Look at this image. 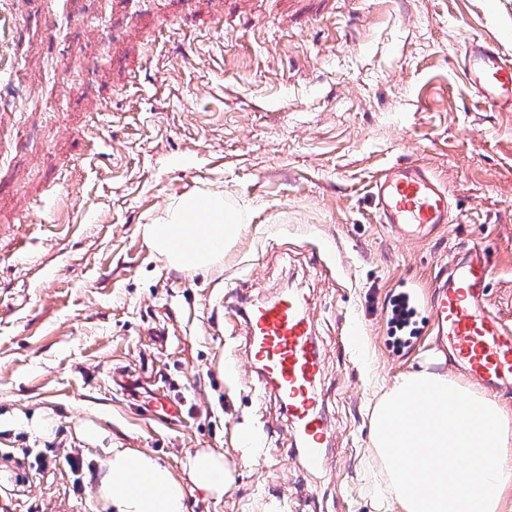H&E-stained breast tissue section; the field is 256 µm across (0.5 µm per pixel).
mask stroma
<instances>
[{
    "mask_svg": "<svg viewBox=\"0 0 512 512\" xmlns=\"http://www.w3.org/2000/svg\"><path fill=\"white\" fill-rule=\"evenodd\" d=\"M15 7L0 102V512H99L100 448L151 452L177 475L198 449L223 454L232 485L188 491L186 512H397L369 412L436 343L425 329L394 353L391 295L427 318L458 247L475 246L512 325V112L473 97L457 64L474 37L512 54V0ZM408 157L453 201L454 222L424 240L379 224L371 200ZM193 190L241 217L206 272L169 268L144 234ZM290 286L309 301L332 435L313 477L234 311L237 290ZM123 366L141 379L130 395L111 379ZM159 396L174 414H155Z\"/></svg>",
    "mask_w": 512,
    "mask_h": 512,
    "instance_id": "stroma-1",
    "label": "stroma"
}]
</instances>
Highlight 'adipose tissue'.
I'll list each match as a JSON object with an SVG mask.
<instances>
[{
    "label": "adipose tissue",
    "instance_id": "ef3b65f1",
    "mask_svg": "<svg viewBox=\"0 0 512 512\" xmlns=\"http://www.w3.org/2000/svg\"><path fill=\"white\" fill-rule=\"evenodd\" d=\"M239 213L223 195L189 192L149 225L150 247L173 268L216 264V243L239 233ZM444 356L426 352L384 388L372 406V446L398 512H502L505 472L512 467V430L501 405L474 386L441 372ZM414 403L422 416L406 421ZM460 450L466 467L452 457ZM95 495L102 512H185L186 493L220 496L233 482L222 454L197 451L176 476L160 460L132 448H106L98 459Z\"/></svg>",
    "mask_w": 512,
    "mask_h": 512
}]
</instances>
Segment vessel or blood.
<instances>
[{
  "instance_id": "obj_1",
  "label": "vessel or blood",
  "mask_w": 512,
  "mask_h": 512,
  "mask_svg": "<svg viewBox=\"0 0 512 512\" xmlns=\"http://www.w3.org/2000/svg\"><path fill=\"white\" fill-rule=\"evenodd\" d=\"M0 0V80L13 65L6 45L19 17ZM464 78L474 95L492 108L512 111V55L491 40L466 43ZM379 223L420 238L451 221L450 193L418 160L387 168L373 185ZM491 269L480 249L460 250L432 304L433 324L449 354L489 392L512 385V326L490 306ZM241 317L248 355L264 385L288 411L291 436L303 467H324L329 435L319 388L321 366L307 301L290 289L262 300H246Z\"/></svg>"
}]
</instances>
